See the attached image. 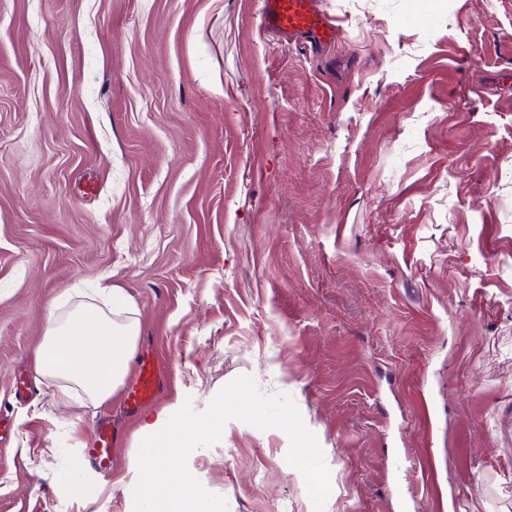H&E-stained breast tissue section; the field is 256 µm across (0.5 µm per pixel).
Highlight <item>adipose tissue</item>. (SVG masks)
Wrapping results in <instances>:
<instances>
[{"label":"adipose tissue","instance_id":"obj_1","mask_svg":"<svg viewBox=\"0 0 512 512\" xmlns=\"http://www.w3.org/2000/svg\"><path fill=\"white\" fill-rule=\"evenodd\" d=\"M102 299L70 309L53 304L36 355L39 374L78 386L93 402L106 400L122 384L140 334V322L120 291Z\"/></svg>","mask_w":512,"mask_h":512}]
</instances>
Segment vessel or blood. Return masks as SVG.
<instances>
[{
  "instance_id": "vessel-or-blood-1",
  "label": "vessel or blood",
  "mask_w": 512,
  "mask_h": 512,
  "mask_svg": "<svg viewBox=\"0 0 512 512\" xmlns=\"http://www.w3.org/2000/svg\"><path fill=\"white\" fill-rule=\"evenodd\" d=\"M261 25L285 44L312 54L335 44L340 28L335 18L319 6V0H263ZM157 396V371L154 363L139 364L136 382L126 397L127 407L136 411ZM90 455L103 473L112 470V426L101 421Z\"/></svg>"
}]
</instances>
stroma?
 <instances>
[{
  "mask_svg": "<svg viewBox=\"0 0 512 512\" xmlns=\"http://www.w3.org/2000/svg\"><path fill=\"white\" fill-rule=\"evenodd\" d=\"M0 0V512H128L145 420L289 394L325 512H512V0ZM223 93H215L214 84ZM121 289L130 412L36 371L49 306ZM109 409L111 477L75 468ZM278 428L188 460L229 512H314ZM261 25L288 46L312 54L336 43V19L319 7V0H263ZM157 396V371L154 363L143 361L138 366L136 382L127 394V408L133 412L153 402Z\"/></svg>",
  "mask_w": 512,
  "mask_h": 512,
  "instance_id": "stroma-1",
  "label": "stroma"
}]
</instances>
